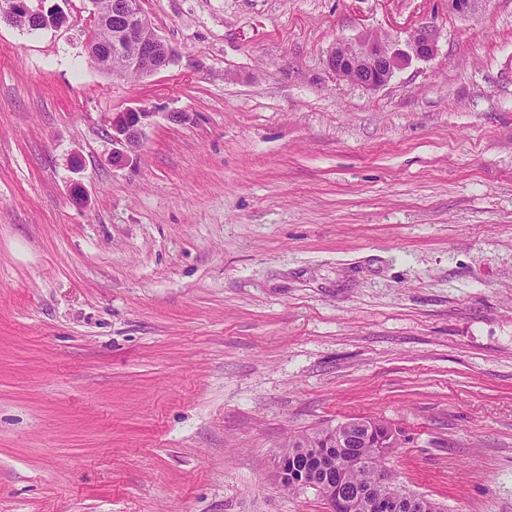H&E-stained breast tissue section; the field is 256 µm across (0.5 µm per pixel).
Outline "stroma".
I'll list each match as a JSON object with an SVG mask.
<instances>
[{
	"instance_id": "obj_1",
	"label": "stroma",
	"mask_w": 512,
	"mask_h": 512,
	"mask_svg": "<svg viewBox=\"0 0 512 512\" xmlns=\"http://www.w3.org/2000/svg\"><path fill=\"white\" fill-rule=\"evenodd\" d=\"M56 2L0 22V512H328L280 447L355 419L406 492L512 512V0H140L144 78ZM422 26L384 87L327 65ZM1 1V0H0ZM31 0H2L0 2V22H12L14 17L22 13H35L27 17L14 20L13 24L27 26L29 29H41V14L45 22L43 28L58 27L65 22V16L56 3L48 7L45 3L48 0L37 1L36 9L32 8ZM93 9L90 13V21L94 25L103 23L108 17L109 10L113 9L114 15L122 18L124 24L118 37L111 47L98 48L96 42L87 44L90 57L107 73L120 75L123 68L136 69L141 77H147L156 73L173 61V51L165 41L157 35L148 17L141 11L138 0H123L120 3L110 5L108 0H89ZM137 40L140 52L132 60L125 58L124 44L126 41ZM112 59L115 65H112ZM154 112L129 107L108 117L106 134L112 141V165L127 166L137 159L152 125Z\"/></svg>"
}]
</instances>
